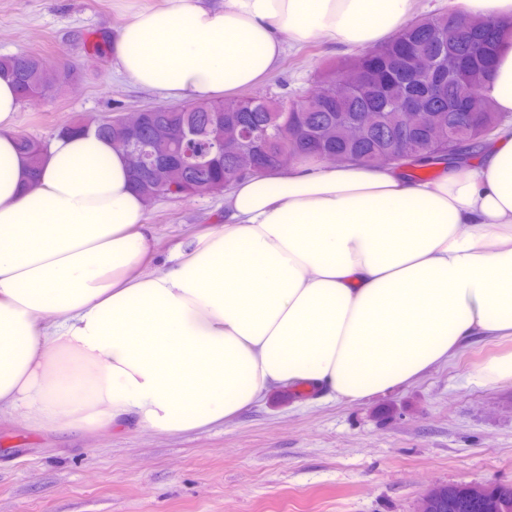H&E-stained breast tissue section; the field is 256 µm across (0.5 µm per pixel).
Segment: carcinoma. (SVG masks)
<instances>
[{"label": "carcinoma", "mask_w": 512, "mask_h": 512, "mask_svg": "<svg viewBox=\"0 0 512 512\" xmlns=\"http://www.w3.org/2000/svg\"><path fill=\"white\" fill-rule=\"evenodd\" d=\"M433 30L435 40L420 58L415 53L419 29ZM490 27L494 37L487 44V52L496 56L501 43L512 39V22L471 17L450 7L431 15L416 17L404 25L388 41L374 48L367 56L331 62L320 73L318 85L336 90L340 76L358 83L355 92L336 97V107L323 110L311 99L301 108L289 105L286 96H254L248 112L252 116L254 134L263 138L271 153L280 147L292 145L298 160H325L339 155L343 160L364 166H375L374 159L388 154L392 165L398 168L425 169L441 162L462 158L469 160L489 142L502 125V117L495 112L486 96L478 102L479 112H450L449 104L467 90L484 92L492 70L476 67L460 76L453 68L456 56L472 50V31ZM0 74L9 75L16 86L20 101L32 94L48 92L53 83L69 77L47 68L41 58L0 57ZM414 95L423 102L424 110L433 121L428 133L398 131L399 102ZM243 97L222 100H197L188 104L159 105L146 110V122L140 141L149 151L161 148L186 149L190 160L185 172L167 187L168 196H193L198 187L209 184L224 187L240 178L233 164L234 150L224 148V161L205 166L196 162V156L212 144L214 122L224 114V122L231 123L242 112ZM375 108L383 113L380 126L355 134L360 112ZM95 133L121 146L123 131L112 125V117L100 116L90 121L75 120L63 126L58 134ZM19 147L26 155L32 175L39 171L45 145L39 140L19 136ZM134 188L146 204L154 201L158 177L151 171L131 175ZM499 499L472 500L463 512H512V484L497 483Z\"/></svg>", "instance_id": "cac0c4a2"}]
</instances>
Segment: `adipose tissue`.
<instances>
[{
  "label": "adipose tissue",
  "mask_w": 512,
  "mask_h": 512,
  "mask_svg": "<svg viewBox=\"0 0 512 512\" xmlns=\"http://www.w3.org/2000/svg\"><path fill=\"white\" fill-rule=\"evenodd\" d=\"M413 0H163L131 13L119 70L175 99L262 82L287 44L367 48ZM485 94L512 115V47ZM0 75V413L35 430L223 423L279 385L361 401L512 341V125L420 181L394 166L300 161L224 195V223L151 270L153 228L125 156L93 134L31 177Z\"/></svg>",
  "instance_id": "ef3b65f1"
}]
</instances>
